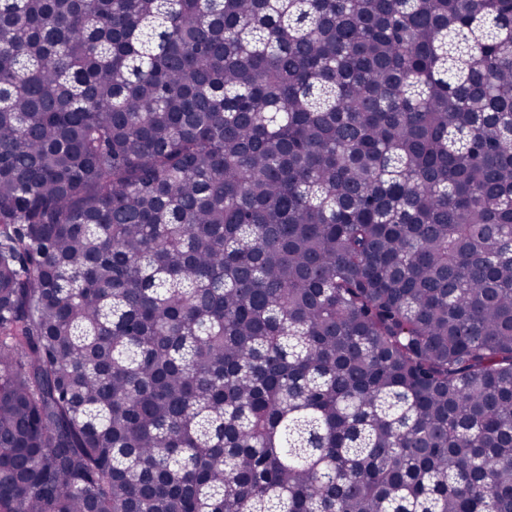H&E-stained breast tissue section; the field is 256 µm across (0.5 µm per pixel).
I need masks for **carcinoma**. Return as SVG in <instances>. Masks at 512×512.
<instances>
[{"mask_svg": "<svg viewBox=\"0 0 512 512\" xmlns=\"http://www.w3.org/2000/svg\"><path fill=\"white\" fill-rule=\"evenodd\" d=\"M0 512H512V0H0Z\"/></svg>", "mask_w": 512, "mask_h": 512, "instance_id": "1", "label": "carcinoma"}]
</instances>
